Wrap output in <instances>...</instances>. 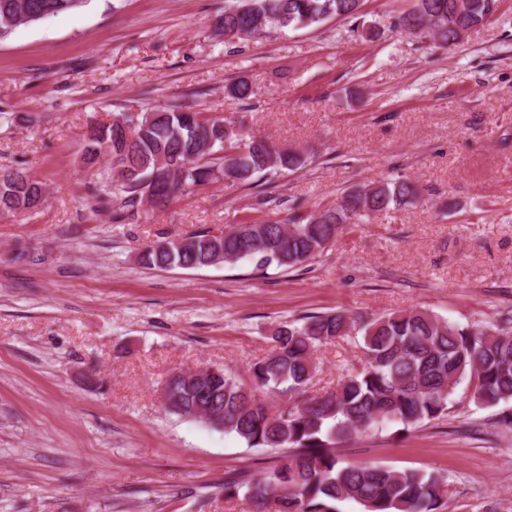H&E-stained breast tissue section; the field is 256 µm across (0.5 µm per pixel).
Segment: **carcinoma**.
I'll return each mask as SVG.
<instances>
[{
  "label": "carcinoma",
  "instance_id": "1",
  "mask_svg": "<svg viewBox=\"0 0 512 512\" xmlns=\"http://www.w3.org/2000/svg\"><path fill=\"white\" fill-rule=\"evenodd\" d=\"M498 0H463L448 19V0H415L395 26L424 35L441 47L461 40L460 31L489 21ZM87 0H0V39L16 27L80 7ZM362 0H234L224 8L219 33L256 36L277 28L320 24L329 16L350 18ZM136 139L113 156L112 127L98 125L86 136L81 161L93 171L92 193L112 221L130 224L146 202L166 205L191 189L219 180L251 188L281 171H298L314 157L280 149L246 130L243 122L206 117L177 101L126 116ZM207 161H202V158ZM417 185L403 177L353 190L341 201L283 222L237 224L223 236H184L188 245L156 251L146 247L141 262L158 269H203L248 260L260 269H295L322 255L347 224L393 206L410 203ZM44 184L23 169L0 171V213L39 209ZM358 333L360 367L340 378L336 389L313 394L321 346ZM274 349L250 367L248 382L223 369L170 383L166 410L197 418L206 405L219 414L224 432L249 448H283L277 466L257 476L224 479V496L252 502L259 512H336L334 503L353 501L362 512H439L444 506L442 476L424 470L344 463L339 441L397 424L412 430L438 420L455 407L466 384L470 402L480 407L512 403V326H462L431 311L412 309L377 317L345 311L310 313L273 331Z\"/></svg>",
  "mask_w": 512,
  "mask_h": 512
}]
</instances>
